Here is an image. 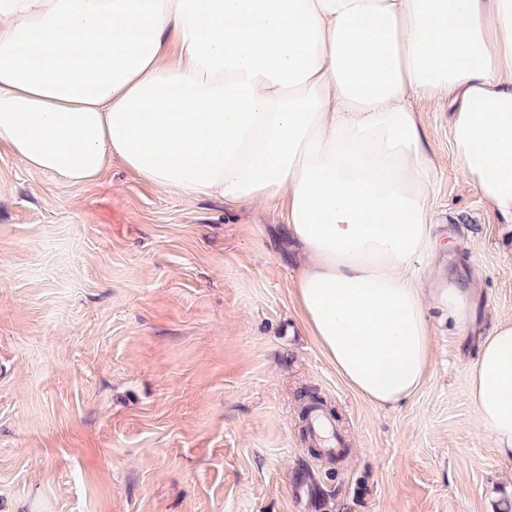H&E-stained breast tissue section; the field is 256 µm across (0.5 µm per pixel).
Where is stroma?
Returning a JSON list of instances; mask_svg holds the SVG:
<instances>
[{
	"mask_svg": "<svg viewBox=\"0 0 512 512\" xmlns=\"http://www.w3.org/2000/svg\"><path fill=\"white\" fill-rule=\"evenodd\" d=\"M414 106L479 306L474 335L435 324L423 386L387 409L307 336L276 206L117 161L73 184L0 149V512H491L512 493L468 388L477 333L512 324V223L463 183L447 107ZM311 390L350 450L334 467L302 437Z\"/></svg>",
	"mask_w": 512,
	"mask_h": 512,
	"instance_id": "obj_1",
	"label": "stroma"
}]
</instances>
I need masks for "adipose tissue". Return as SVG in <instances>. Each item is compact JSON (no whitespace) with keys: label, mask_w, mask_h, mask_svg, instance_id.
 <instances>
[{"label":"adipose tissue","mask_w":512,"mask_h":512,"mask_svg":"<svg viewBox=\"0 0 512 512\" xmlns=\"http://www.w3.org/2000/svg\"><path fill=\"white\" fill-rule=\"evenodd\" d=\"M416 96L447 104L466 185L512 222V0H0V145L73 183L117 158L165 191L284 203L298 314L377 408L425 382L434 317L473 321ZM468 387L512 457L511 324Z\"/></svg>","instance_id":"ef3b65f1"}]
</instances>
